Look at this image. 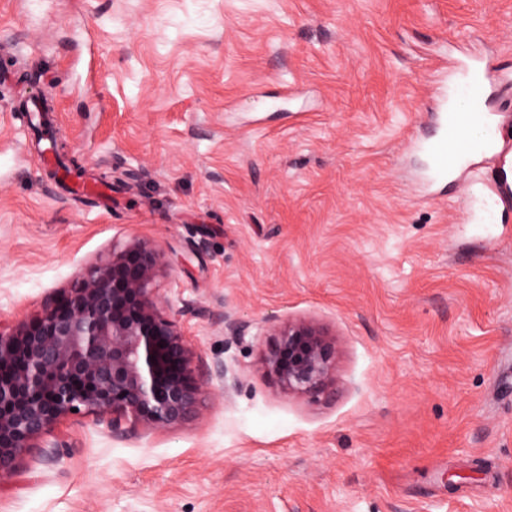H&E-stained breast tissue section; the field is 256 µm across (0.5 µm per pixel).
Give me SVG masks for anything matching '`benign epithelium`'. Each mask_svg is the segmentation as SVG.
<instances>
[{
	"label": "benign epithelium",
	"instance_id": "benign-epithelium-1",
	"mask_svg": "<svg viewBox=\"0 0 512 512\" xmlns=\"http://www.w3.org/2000/svg\"><path fill=\"white\" fill-rule=\"evenodd\" d=\"M159 274L160 252L132 238L40 314L0 331V477L75 413H110L117 430L124 418L159 428L195 412L203 385L155 293ZM259 364L288 396H329L336 341L312 318L274 323Z\"/></svg>",
	"mask_w": 512,
	"mask_h": 512
}]
</instances>
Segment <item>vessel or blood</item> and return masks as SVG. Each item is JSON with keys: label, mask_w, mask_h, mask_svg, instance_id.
<instances>
[{"label": "vessel or blood", "mask_w": 512, "mask_h": 512, "mask_svg": "<svg viewBox=\"0 0 512 512\" xmlns=\"http://www.w3.org/2000/svg\"><path fill=\"white\" fill-rule=\"evenodd\" d=\"M457 71L452 93L438 92L429 99L428 120L437 133L421 147L431 161L435 183L465 172L476 159L512 150L499 138L498 103L505 91L493 84L480 59L460 61ZM486 186L487 193L468 198L467 213L482 224L502 223L505 209L512 206V187L493 179Z\"/></svg>", "instance_id": "1"}]
</instances>
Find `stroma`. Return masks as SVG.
I'll return each mask as SVG.
<instances>
[{"label": "stroma", "mask_w": 512, "mask_h": 512, "mask_svg": "<svg viewBox=\"0 0 512 512\" xmlns=\"http://www.w3.org/2000/svg\"><path fill=\"white\" fill-rule=\"evenodd\" d=\"M460 43L512 71V0H0V329L136 237L204 387L165 428L64 419L0 512H512V222L409 149ZM46 93L90 195L18 110ZM296 317L329 397L259 365ZM266 336L259 364L284 394L319 398L334 393L336 342L317 321L291 318L272 324Z\"/></svg>", "instance_id": "1"}]
</instances>
